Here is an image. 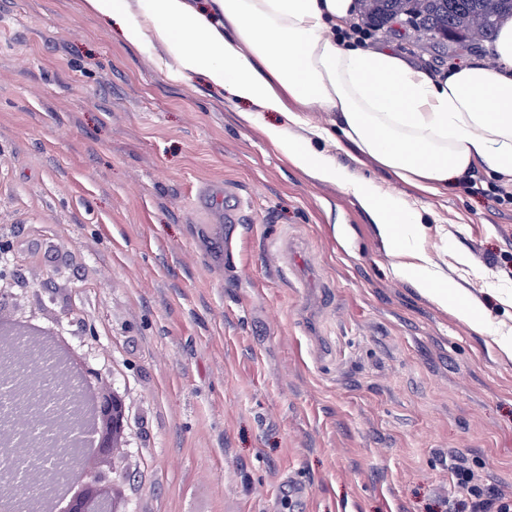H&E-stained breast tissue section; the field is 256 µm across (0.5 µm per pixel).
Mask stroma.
<instances>
[{
	"label": "stroma",
	"mask_w": 512,
	"mask_h": 512,
	"mask_svg": "<svg viewBox=\"0 0 512 512\" xmlns=\"http://www.w3.org/2000/svg\"><path fill=\"white\" fill-rule=\"evenodd\" d=\"M388 26L375 44L435 73L484 47ZM308 121L330 133L316 150L420 212L419 247L512 333L506 179L423 194L334 146L330 113ZM285 122L169 80L81 0H0V306L127 392L131 512H454V454L512 497V357L394 273L351 191L288 164L263 133ZM206 184L239 223L192 207Z\"/></svg>",
	"instance_id": "35a3bbf8"
}]
</instances>
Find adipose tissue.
<instances>
[{"label":"adipose tissue","instance_id":"1","mask_svg":"<svg viewBox=\"0 0 512 512\" xmlns=\"http://www.w3.org/2000/svg\"><path fill=\"white\" fill-rule=\"evenodd\" d=\"M86 12L120 25L134 46L159 45L172 80L201 76L227 100L278 112L287 126L267 138L289 162L351 190L392 247L396 275L477 332L490 321L478 298L416 244L418 212L356 179L299 135L306 114L330 112L355 158L437 194L483 169L512 178V17L485 50L495 61L431 74L390 46L337 39L357 0H83Z\"/></svg>","mask_w":512,"mask_h":512}]
</instances>
